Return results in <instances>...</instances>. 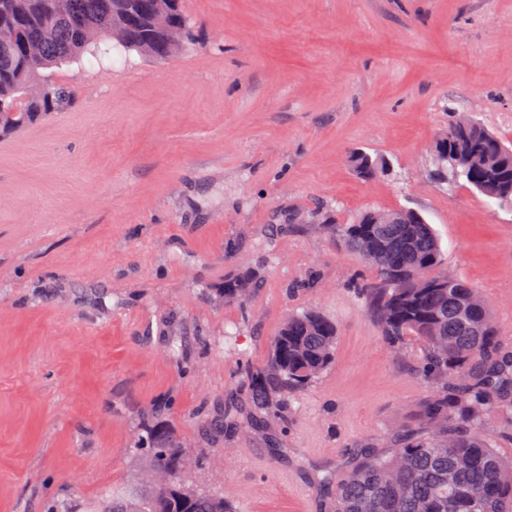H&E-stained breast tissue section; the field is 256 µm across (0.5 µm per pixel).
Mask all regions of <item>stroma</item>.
<instances>
[{"mask_svg": "<svg viewBox=\"0 0 512 512\" xmlns=\"http://www.w3.org/2000/svg\"><path fill=\"white\" fill-rule=\"evenodd\" d=\"M183 6L187 50L64 68L77 104L0 141V512H86L140 478L157 411L186 484L335 512L356 456L421 430L434 389L325 230L366 209L420 212L512 344V211L428 176L452 113L512 141V0ZM355 148L388 172L360 178ZM248 270L257 291L225 302ZM306 307L335 321V361L273 424L240 373Z\"/></svg>", "mask_w": 512, "mask_h": 512, "instance_id": "35a3bbf8", "label": "stroma"}]
</instances>
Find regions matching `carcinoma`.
Segmentation results:
<instances>
[{
    "instance_id": "obj_1",
    "label": "carcinoma",
    "mask_w": 512,
    "mask_h": 512,
    "mask_svg": "<svg viewBox=\"0 0 512 512\" xmlns=\"http://www.w3.org/2000/svg\"><path fill=\"white\" fill-rule=\"evenodd\" d=\"M0 21V137L70 108L77 94L55 79L89 55L135 51L164 60L188 20L180 0H8ZM431 176L472 186L512 209V146L478 122L458 115L434 144ZM351 163L362 178L383 172L382 160L361 149ZM327 233L373 272L358 294L383 336L404 355L421 351L417 372L437 390L422 430L392 448L361 455L336 487V512H512V458L487 433L489 416L512 412V345L499 336L486 300L464 280L440 269L441 244L417 213L369 209ZM244 274L224 281V301L243 303L254 289ZM337 326L317 310L289 315L265 359L243 371L255 408L281 419V405L303 392L334 361ZM148 469L136 485L109 492L91 512H237L227 495L198 491L180 474L187 466L182 437L158 416L138 437Z\"/></svg>"
}]
</instances>
